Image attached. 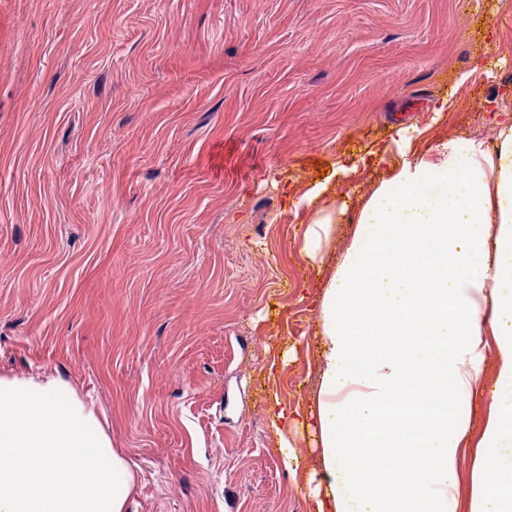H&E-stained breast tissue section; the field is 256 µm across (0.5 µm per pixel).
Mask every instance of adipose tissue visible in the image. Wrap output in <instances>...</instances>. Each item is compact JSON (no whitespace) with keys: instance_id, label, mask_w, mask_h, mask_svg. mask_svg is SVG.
I'll return each instance as SVG.
<instances>
[{"instance_id":"1","label":"adipose tissue","mask_w":512,"mask_h":512,"mask_svg":"<svg viewBox=\"0 0 512 512\" xmlns=\"http://www.w3.org/2000/svg\"><path fill=\"white\" fill-rule=\"evenodd\" d=\"M497 144L461 139L404 163L359 203L322 201L300 240L329 275L317 302L315 512H448L463 464L469 512H512V117ZM497 338L482 444L461 396ZM134 464L90 397L46 374L0 377V512H129Z\"/></svg>"}]
</instances>
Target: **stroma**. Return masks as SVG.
I'll return each mask as SVG.
<instances>
[{
  "label": "stroma",
  "mask_w": 512,
  "mask_h": 512,
  "mask_svg": "<svg viewBox=\"0 0 512 512\" xmlns=\"http://www.w3.org/2000/svg\"><path fill=\"white\" fill-rule=\"evenodd\" d=\"M512 0H0V375L92 397L131 512H314L300 237L512 112ZM356 164L349 176L338 168ZM279 406L280 402L276 400L271 408V426L274 432L279 436L285 468L290 472H296L299 466V458L294 450L288 432V424L292 414H290L286 408H278Z\"/></svg>",
  "instance_id": "1"
}]
</instances>
